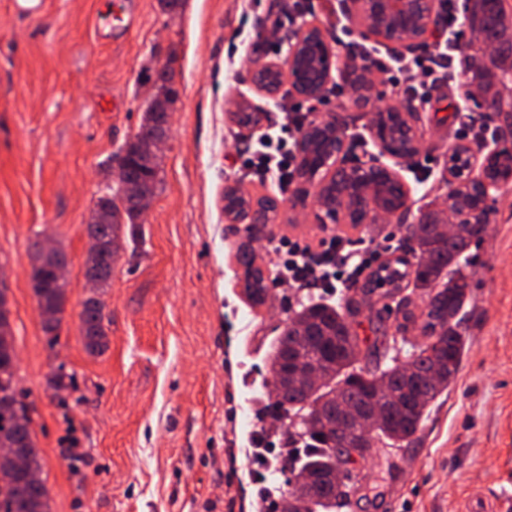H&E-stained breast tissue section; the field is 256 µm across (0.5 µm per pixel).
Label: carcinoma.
I'll return each instance as SVG.
<instances>
[{"label": "carcinoma", "instance_id": "1", "mask_svg": "<svg viewBox=\"0 0 512 512\" xmlns=\"http://www.w3.org/2000/svg\"><path fill=\"white\" fill-rule=\"evenodd\" d=\"M464 24L469 29L490 26L496 37L503 41L512 34V18L500 12L493 0H470ZM507 61L508 58L500 56L496 69L477 70L473 74V79L493 97L499 95L495 90L496 71L503 69ZM155 132V113H144L138 132L125 146L124 157L130 183L134 186L146 183L153 190L160 182V158L146 162L142 148ZM450 158L460 171L472 167L471 155L464 147L453 148ZM511 170L512 151L504 149L486 159L484 173L489 178L504 177ZM131 200L129 195H115L101 204L102 223L96 225V233L104 246L85 259L84 268L85 274L100 277L103 287L109 284L118 257V252L108 247L109 242L122 232L134 241L140 232L141 212ZM492 210L482 197V184L478 179L456 184L448 190V213L429 211L421 216L423 223L408 225V240L413 243L410 252L416 262L405 256L387 260L371 273L362 287L361 300L350 298L343 307L311 303L289 319L270 357L272 396L274 405L283 415L292 412L301 415L303 426L299 432L288 433L287 448L281 455V469L294 468L295 458L289 449L297 448L299 455L304 457L298 474L308 472L317 479L312 494L298 499L296 512H333L348 501V493L328 480L333 470H340L347 464V459L332 452V434L326 430L331 412L322 402L324 394L310 395L294 386L288 377L286 360L298 329H305L311 336L303 356L323 369L325 390H334L354 404H364L375 395L377 375L386 376L393 382L391 390L382 393L378 399L389 412L379 422L374 434L363 440L361 447L368 451L376 442L391 448L406 446L431 405L456 379L467 348V340L457 331L458 322L454 317L466 300V288L458 285V281L467 278L464 274L466 262L462 258L469 252L474 238L467 233L445 238L439 233L438 226L450 222L452 214L477 224L486 223ZM64 256L66 253L60 248L49 257L41 243L35 242L31 246L30 282L40 309L52 308L58 312L64 309L67 286L58 283L53 269L54 263ZM240 260L245 266L248 288L253 297L262 300L266 288L263 271L254 266V256L250 252L242 253ZM406 281L413 283V288L427 297L425 310L419 315L409 309L405 300L398 303L402 322L397 330L406 329L421 317L423 335L430 340L408 356V361L419 370L418 377L405 378V363L397 358L392 359V364L374 371L356 369L359 343L347 315L358 311L362 304L371 303L375 294L383 299L390 297L392 289L403 287ZM103 320L104 315L95 309L94 302H83L81 335L86 349L92 354H101L107 348ZM63 368L61 364L58 370L47 375L48 389L56 391L70 386L71 376L63 373ZM18 385L15 348L0 343V398L10 399L20 412L18 416L0 413V446L16 441L23 443L28 469L39 473L42 470L41 455L33 439L32 419L18 400ZM0 512H49L46 483L27 480L15 470L9 457L1 455Z\"/></svg>", "mask_w": 512, "mask_h": 512}]
</instances>
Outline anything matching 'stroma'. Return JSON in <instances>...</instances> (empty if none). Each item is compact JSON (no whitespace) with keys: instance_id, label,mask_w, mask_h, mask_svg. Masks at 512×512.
<instances>
[{"instance_id":"obj_1","label":"stroma","mask_w":512,"mask_h":512,"mask_svg":"<svg viewBox=\"0 0 512 512\" xmlns=\"http://www.w3.org/2000/svg\"><path fill=\"white\" fill-rule=\"evenodd\" d=\"M181 0L172 11L141 0L138 21L115 40L93 42V20L120 0H46L37 19L18 17L0 0V273L6 278L18 377L44 460L51 512H271L269 472L290 421L269 406L267 357L293 310L319 300L314 288L273 277L271 237L317 243L337 231L353 247L392 239L390 257L410 244L406 225L419 211L448 205L446 161L459 127L477 120L468 98L473 51L458 41L455 82L439 81L415 121L416 163L430 180L415 183L405 160L382 151L371 131L376 111L400 105L385 74L368 73L369 104L359 110L350 86L329 83L308 120L346 113L350 157H376L402 174L406 215L366 225L321 224L316 181L294 180L278 195L236 165L254 130L237 125L239 106L277 125L297 100L288 88L269 97L251 70L288 62L283 47L312 25L338 57L352 25L345 0ZM281 19L268 44L254 48L246 16ZM168 66L178 98L161 149L160 183L137 243L122 242L103 294L109 345L89 354L80 333L87 220L113 187L110 165L137 132L154 91L155 66ZM279 196L274 223L257 229L227 223L224 187ZM306 203L292 207L294 192ZM484 236L470 249V287L457 316L467 339L457 379L431 406L410 445L375 446L350 469L354 492L339 512H512V181L500 185ZM69 259L68 300L57 342H50L29 283L35 241ZM252 251L270 287L252 305L237 261ZM383 300L350 323L360 339L358 365H386L394 349L424 343L420 325L398 332L399 315ZM75 389L59 404L46 387L57 366ZM81 455L79 470L61 457Z\"/></svg>"}]
</instances>
